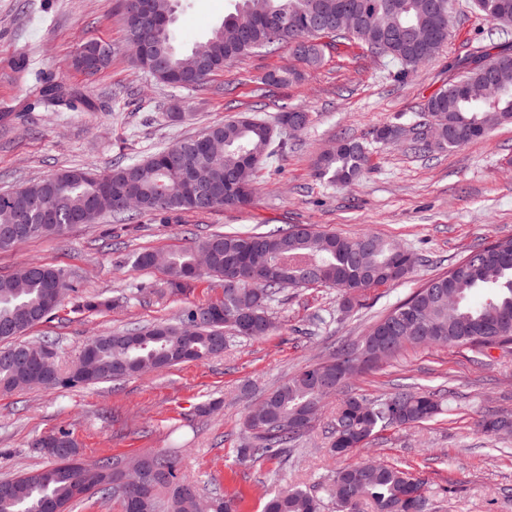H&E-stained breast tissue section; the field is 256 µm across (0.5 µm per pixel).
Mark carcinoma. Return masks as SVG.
I'll list each match as a JSON object with an SVG mask.
<instances>
[{"mask_svg": "<svg viewBox=\"0 0 512 512\" xmlns=\"http://www.w3.org/2000/svg\"><path fill=\"white\" fill-rule=\"evenodd\" d=\"M428 0H236L234 11L201 41L186 51L175 45L174 26L178 2L151 0L149 9L157 20L168 19L162 27H126V46L161 48L158 68L147 69L157 81L182 87H199L207 82L195 70L180 67L181 60L197 54L210 66V73L224 64L259 48L289 43L288 35L274 37L275 26L294 18L300 23L316 19L335 20L344 10L352 19L347 31H332L353 39L371 52L400 66L407 76L439 55L446 38H431L425 32ZM477 9L490 21L503 27L512 25V0H475ZM325 31L302 33L293 45L295 55L308 65L320 61ZM87 55L80 67L95 73L110 62L112 54L97 52V42L84 43ZM466 68L447 87L433 94L422 112L424 123L437 124L435 140L419 138L425 147L450 150L482 137L493 127L512 122V53H483L463 60ZM501 84L484 102H477L462 88ZM39 104L45 108L77 109L92 106L80 90L59 83H46L36 89ZM307 124L301 109L280 112L275 126L252 116L215 123L200 134L180 140L147 159L116 165L106 171L111 194L101 191L99 173L84 167H71L0 194V228L20 226L23 231L0 250L32 238L59 236L76 225L91 224L103 211L115 216L129 212L160 214L190 211L205 213L222 207H243L255 196L252 175L255 168L271 158L283 144L275 143L274 127L286 131L288 122ZM224 144L216 158L196 149L205 136ZM363 144L341 139L336 147L316 161V175L333 183L349 185L368 166ZM195 167L197 180L222 187V196L205 200L185 191L184 163ZM155 253L135 252L127 263L137 269L154 266ZM247 264L255 270L279 265L271 277L241 284L224 279V267ZM417 257L395 243L366 233L352 239L333 232H319L295 226L270 233H214L191 250L165 255L163 270L171 293L189 291L205 277H215L224 288L221 300L185 309L172 322L139 326L126 331L96 336L97 377L84 376L78 366L67 374L55 371L48 379L25 356L26 343L19 337L32 326L48 320L54 308L46 300L50 287L70 288L66 274L53 267L30 262L11 276L0 278V346L17 351L19 360L7 362L0 356V392L26 386L53 389L59 386L93 385L114 379L132 378L155 370L191 361H204L224 352L214 346L216 337L228 329L236 336L261 338L275 330L268 314V302L281 288L321 284L341 293L346 310L355 307L358 296L371 288L392 285L409 275ZM480 291L478 303L470 296ZM243 309L254 313V323L243 327L235 316ZM406 346H467L478 353L493 348H512V237L485 243L469 250L448 272L428 279L407 299L374 321L356 342L338 346L327 359L308 365L263 397V409L248 413L243 426L251 441L237 449L238 460L247 463L262 456L277 457L302 436L307 428L291 423L312 409L319 410L332 396L342 394L331 428V452L343 449L347 455L366 447L376 434L388 427L426 422L437 416L442 403L434 392L402 389L380 401L345 393L348 380L326 386L319 376L336 372V363L355 366L350 375L363 373L394 358ZM483 431L511 433L512 416L485 413L478 420ZM167 474L153 482L144 498L133 497L114 486L112 462L99 461L98 472L75 479L72 470L49 455V463L16 477L0 480L9 499L0 512H68L76 501L99 495L120 501L122 512H190L193 496L200 495L198 484L181 475L178 455L159 450L142 455ZM423 491L418 497L419 512H427L425 482L397 466L357 462L336 469L327 493L337 512H413L406 502L408 487ZM193 490L181 495L177 487ZM211 512H240V499L231 493L210 498ZM322 500L311 492L288 485L273 491L263 503L262 512H321Z\"/></svg>", "mask_w": 512, "mask_h": 512, "instance_id": "1", "label": "carcinoma"}]
</instances>
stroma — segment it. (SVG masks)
I'll list each match as a JSON object with an SVG mask.
<instances>
[{"instance_id": "35a3bbf8", "label": "stroma", "mask_w": 512, "mask_h": 512, "mask_svg": "<svg viewBox=\"0 0 512 512\" xmlns=\"http://www.w3.org/2000/svg\"><path fill=\"white\" fill-rule=\"evenodd\" d=\"M448 43L407 79L390 61L353 40L322 38V62L304 66L288 45L259 50L182 88L157 82L134 67L126 48L121 0H0V191L73 166L106 170L140 161L209 125L246 112L269 119L302 107L308 126L277 132L284 148L253 173L250 206L207 213L105 216L60 237L35 238L0 250V277L28 262L63 269L74 288L54 315L28 330L30 344L50 343L60 369L77 360L93 337L172 320L189 306L219 300L206 279L190 293L169 295L161 268L134 269L128 253H166L194 246L213 232L273 231L308 225L356 238L371 232L419 257L414 272L388 287L367 290L347 311L336 289L288 288L269 314L276 329L249 339L227 336L223 354L119 382L30 388L0 393V480L44 466L39 437L66 430L88 462L172 449L203 496L230 490L241 512H260L264 496L286 484L319 491L339 458L330 455L324 411L313 429L280 458L239 463L243 420L263 395L336 346L362 336L369 324L425 280L446 272L472 247L512 236V122L461 147L423 153L414 137L427 100L457 76L468 53L512 50V32L452 0ZM234 0H181L177 44L189 49L233 11ZM90 40L111 43L110 65L89 76L75 59ZM294 69L298 80L268 82ZM82 90L94 109L26 110L36 76ZM192 121L170 118L174 108ZM395 126L390 144L376 132ZM341 138L363 143L369 163L348 186L317 178L316 158ZM114 301L86 310V300ZM403 387L439 394L436 420L380 431L363 458L397 465L423 479L428 512H512V434L490 437L477 421L485 410L512 414V350L482 357L468 347H407L379 368L352 379L348 392L383 399Z\"/></svg>"}]
</instances>
